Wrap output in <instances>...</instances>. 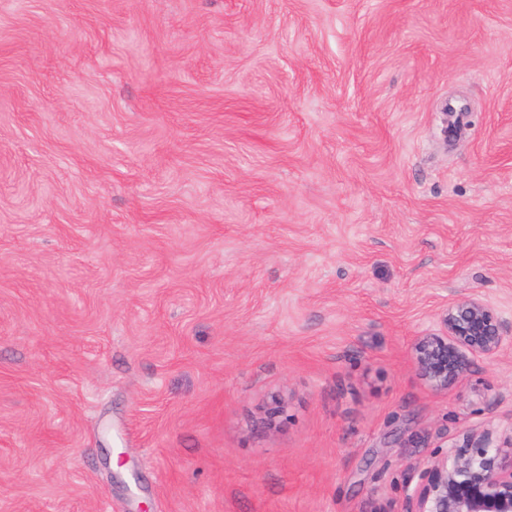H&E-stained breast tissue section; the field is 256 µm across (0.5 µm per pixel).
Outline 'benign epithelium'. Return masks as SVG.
Returning <instances> with one entry per match:
<instances>
[{"instance_id": "obj_1", "label": "benign epithelium", "mask_w": 512, "mask_h": 512, "mask_svg": "<svg viewBox=\"0 0 512 512\" xmlns=\"http://www.w3.org/2000/svg\"><path fill=\"white\" fill-rule=\"evenodd\" d=\"M510 336L512 326L484 300L460 298L440 310L436 330L414 338L417 369L432 389L446 391L472 357L497 356ZM410 470L400 512H512V434L469 433Z\"/></svg>"}]
</instances>
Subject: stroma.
<instances>
[{
  "label": "stroma",
  "instance_id": "obj_1",
  "mask_svg": "<svg viewBox=\"0 0 512 512\" xmlns=\"http://www.w3.org/2000/svg\"><path fill=\"white\" fill-rule=\"evenodd\" d=\"M462 297L512 324V0H0V512H398L512 433V339L414 363Z\"/></svg>",
  "mask_w": 512,
  "mask_h": 512
}]
</instances>
